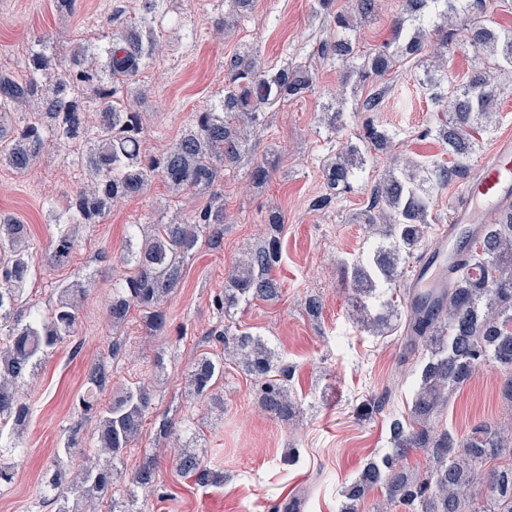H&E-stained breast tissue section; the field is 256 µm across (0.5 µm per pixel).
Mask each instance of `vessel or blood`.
Returning a JSON list of instances; mask_svg holds the SVG:
<instances>
[{
	"instance_id": "1",
	"label": "vessel or blood",
	"mask_w": 512,
	"mask_h": 512,
	"mask_svg": "<svg viewBox=\"0 0 512 512\" xmlns=\"http://www.w3.org/2000/svg\"><path fill=\"white\" fill-rule=\"evenodd\" d=\"M512 206V140H501L454 209L452 224L440 231L435 244L416 266L414 294L441 293L449 287L448 274L457 261L456 241L464 231L480 232L482 217Z\"/></svg>"
}]
</instances>
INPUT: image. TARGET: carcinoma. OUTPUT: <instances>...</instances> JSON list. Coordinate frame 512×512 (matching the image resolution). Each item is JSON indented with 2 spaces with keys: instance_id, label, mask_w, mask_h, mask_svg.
Segmentation results:
<instances>
[{
  "instance_id": "1",
  "label": "carcinoma",
  "mask_w": 512,
  "mask_h": 512,
  "mask_svg": "<svg viewBox=\"0 0 512 512\" xmlns=\"http://www.w3.org/2000/svg\"><path fill=\"white\" fill-rule=\"evenodd\" d=\"M316 2L317 12L330 19L336 31L319 43L317 52L341 68L344 84L377 85L423 50L440 68L444 52L461 45L483 59L464 83L447 92L442 79L427 77L434 104L445 101L451 111L419 131L418 137L436 140L441 153L420 158L391 154L385 177L373 185L364 210L353 218L358 224L382 225V239L372 243L366 257L345 266L344 277L362 310L374 311L367 317L372 330L384 335L399 315L390 295L404 281L409 260L429 246L430 227L436 221L434 197L474 178L476 151L493 131L502 92L494 74L512 68V26L496 20L498 0H404L403 15L393 23V42L361 56L350 37L352 18H369L380 9V0H353L352 14L334 11V0ZM48 48L47 40L35 41L26 83L0 78V110L14 112L37 97L53 125L46 130L39 122L24 119L8 134L0 132V163L26 170L47 142L70 144L78 139L87 126L88 105L74 96V87L90 90L99 108V125L86 146L85 184L68 200L65 223H98L112 205L140 194L154 177L174 192L207 193L204 206L180 223L132 225L123 249L129 274L112 286L107 316L120 324L136 309L151 331L162 332L168 325L166 304L183 279L185 259L198 248L202 229L213 228L211 243L219 244L226 221L222 171L237 166L249 153L264 124L262 107L311 92L314 70L302 61L268 68L255 48L245 46L224 61V94L219 101L194 113L193 127L164 152L144 155L140 113L112 104V98L120 84L134 80L158 53L153 33L130 24L113 32L100 51L76 45L64 60L47 54ZM382 100L379 89L358 104L357 111L365 114L360 144H350L325 161L330 196L315 206L324 207L330 197L353 190L355 170L367 162L365 153L390 154L393 138L373 117L381 111ZM272 175L269 162L251 163L252 183L265 184ZM269 224L264 243L247 252L226 277L224 294L213 299L227 319L241 299L272 301L281 294V284L272 274L281 259V216L272 214ZM75 245V229L60 231L50 263L65 262ZM33 265L26 225L0 218V490L13 483L17 466V460L6 455L15 454L18 445L1 443L4 430L20 431L32 416L31 405L21 400L19 390L75 335L87 292L78 282L60 283L47 311L35 310L23 319L18 305ZM404 305L407 342L428 354V361L409 416L390 423V452L369 462L348 487L341 512H359L366 494L375 488L382 491L377 512H391L397 505L405 512H512V422H484L466 437L434 425L448 405V395L487 364L503 376L505 394L512 401V211L498 214L477 237H463L451 288L441 295L409 296ZM217 338L224 344V355H199L187 376L188 397L224 403L218 390L224 361L229 360L259 382L266 413L283 422L292 419L296 401L287 386L289 370L265 341L232 322ZM120 351L121 343L114 341L100 354L79 397L83 416L97 424L94 447H84L80 430L73 429L43 476L42 497L55 505V512L93 509L98 500L111 495L124 454L141 440L152 401L148 387L130 384L105 405L98 399L112 383L109 361ZM413 451L428 458L422 473L400 465ZM175 465L181 475L200 485L219 478L199 454L184 446L175 454ZM155 482V457L147 455L125 477V512H142L135 506L137 493Z\"/></svg>"
}]
</instances>
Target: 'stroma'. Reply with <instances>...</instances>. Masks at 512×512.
Instances as JSON below:
<instances>
[{
    "instance_id": "obj_1",
    "label": "stroma",
    "mask_w": 512,
    "mask_h": 512,
    "mask_svg": "<svg viewBox=\"0 0 512 512\" xmlns=\"http://www.w3.org/2000/svg\"><path fill=\"white\" fill-rule=\"evenodd\" d=\"M139 0H76L73 12H60L54 0H0V76L26 80L29 55L44 36L53 53L66 57L74 44L105 46L106 35L137 18ZM403 0H383L354 33L362 51L393 38V21ZM315 0H254L251 13L228 30H217L224 0H167L153 23L164 50L143 68L133 86L140 92L134 108L145 128L143 150L156 154L175 142L194 112L209 107L224 91V61L243 46L259 49L266 66L280 67L311 56L329 37V21L317 17ZM426 59L404 61L388 83L382 112L375 118L394 138L398 153L436 155L439 145L418 141L417 132L434 120V106L423 83ZM316 85L304 97L267 107L265 124L252 141L256 157L274 153L277 171L267 184L253 186L249 161L224 174L228 220L220 246L201 234L199 246L184 262L183 280L167 304L164 334L148 335L139 312L119 328L103 317L112 285L125 272L120 260L132 224L181 222L207 201L190 191L176 195L153 180L140 195L112 207L99 223L81 228L69 262L49 266L36 261L25 286V302L47 306L62 282L81 281L89 290L77 334L45 362L32 383L20 390L33 418L20 438L24 450L10 488L0 492V512H52L44 504L41 478L68 427L81 424L73 400L87 371L113 340L123 344L112 366V383L102 395L109 402L123 387L142 382L153 392L144 423L143 445L124 457L132 471L148 450H155L157 483L147 496L146 512H340L343 494L364 465L390 446V422L412 405L423 355L411 352L396 329L376 336L357 324L342 277L345 263L366 256L372 244L353 216L367 203L370 189L384 174L386 156L367 162L351 193L327 195L322 163L343 145L356 142L362 117L357 105L370 92L360 86L337 96L336 65L315 60ZM341 114L337 128L326 110ZM84 181L80 152L68 145L45 148L32 167L17 171L0 164V215L26 224L36 251H44L59 225L68 194ZM284 220L281 261L273 271L282 293L274 301L240 304L235 319L251 327L288 366L290 387L301 400L295 420L284 423L260 407L255 382L235 366L224 365L220 393L223 409L186 398L184 382L201 353H219L211 331L220 323L213 307L225 275L244 253L269 232V212ZM320 296L323 312L313 320L305 312L308 296ZM163 353L164 370L153 356ZM503 378L486 366L454 391L441 427L464 434L483 421L512 417V402L502 394ZM187 419L201 437L198 452L222 481L206 488L177 472L161 437L162 418Z\"/></svg>"
}]
</instances>
